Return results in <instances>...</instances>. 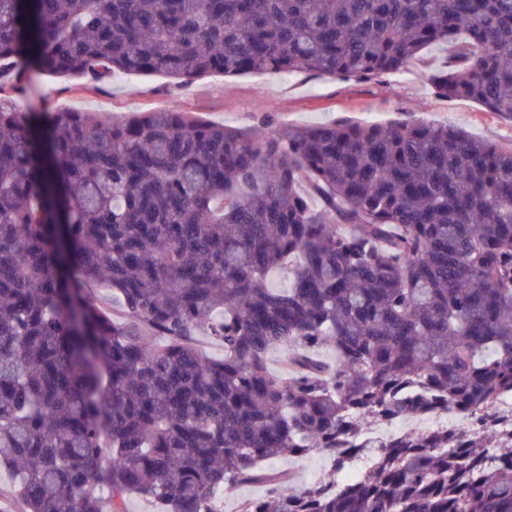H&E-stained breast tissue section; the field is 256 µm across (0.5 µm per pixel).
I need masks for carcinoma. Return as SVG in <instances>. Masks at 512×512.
Returning a JSON list of instances; mask_svg holds the SVG:
<instances>
[{
  "mask_svg": "<svg viewBox=\"0 0 512 512\" xmlns=\"http://www.w3.org/2000/svg\"><path fill=\"white\" fill-rule=\"evenodd\" d=\"M429 47L438 95L512 115V0H0V467L23 512H216L246 484L266 492L238 512H512V149L18 101L28 68L371 80ZM450 410L472 426L364 440ZM318 455L302 489L265 466Z\"/></svg>",
  "mask_w": 512,
  "mask_h": 512,
  "instance_id": "1",
  "label": "carcinoma"
}]
</instances>
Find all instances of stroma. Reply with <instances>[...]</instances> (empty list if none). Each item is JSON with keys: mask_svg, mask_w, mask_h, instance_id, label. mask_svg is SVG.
Masks as SVG:
<instances>
[{"mask_svg": "<svg viewBox=\"0 0 512 512\" xmlns=\"http://www.w3.org/2000/svg\"><path fill=\"white\" fill-rule=\"evenodd\" d=\"M442 64V52L432 49L421 52L404 72L370 81L307 72L235 78L213 74L182 86L156 74L122 75L93 86L78 77L39 74L21 107L26 112L81 110L106 116L165 108L235 127L252 126L268 115L288 124L424 120L512 149V117L485 111L470 99L435 93L430 77Z\"/></svg>", "mask_w": 512, "mask_h": 512, "instance_id": "35a3bbf8", "label": "stroma"}]
</instances>
